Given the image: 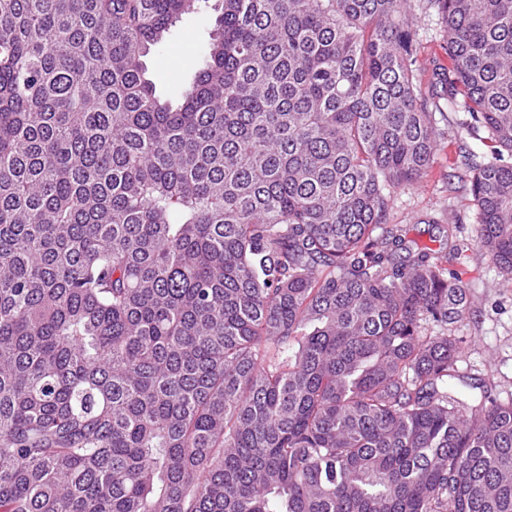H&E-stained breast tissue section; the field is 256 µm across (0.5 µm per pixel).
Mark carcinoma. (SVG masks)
Wrapping results in <instances>:
<instances>
[{
	"label": "carcinoma",
	"instance_id": "carcinoma-1",
	"mask_svg": "<svg viewBox=\"0 0 512 512\" xmlns=\"http://www.w3.org/2000/svg\"><path fill=\"white\" fill-rule=\"evenodd\" d=\"M0 0V512H512V401L463 399L470 300L389 188L440 101L512 280V0ZM209 1L208 7L202 5L199 12L176 20L168 39L152 47L143 58L147 78L163 97L175 94L180 86L186 85L197 69L199 55L210 41L217 15L212 9L215 0ZM416 16L414 17V27L420 42L419 62L426 68L423 76L422 89L424 93L428 92V78L434 65H440L448 68L450 61L445 54L443 27L434 9L416 7Z\"/></svg>",
	"mask_w": 512,
	"mask_h": 512
}]
</instances>
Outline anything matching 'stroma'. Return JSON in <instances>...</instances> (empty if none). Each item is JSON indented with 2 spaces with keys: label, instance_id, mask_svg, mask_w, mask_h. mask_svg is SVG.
I'll list each match as a JSON object with an SVG mask.
<instances>
[{
  "label": "stroma",
  "instance_id": "stroma-1",
  "mask_svg": "<svg viewBox=\"0 0 512 512\" xmlns=\"http://www.w3.org/2000/svg\"><path fill=\"white\" fill-rule=\"evenodd\" d=\"M216 13L212 7L182 16L168 39L144 58L147 77L164 97L186 85L210 40ZM414 27L420 42L419 62L426 69L448 66L443 27L435 10L416 11ZM479 154L488 148L482 138L460 131L457 139L437 152L430 173L392 191L393 221L413 248L440 249L442 227L456 225L460 252L449 255L448 266L460 272L471 301L469 312L454 330L459 340L457 367L466 381H484L498 400H512V281L505 280L477 247L479 226L470 194V176L460 149Z\"/></svg>",
  "mask_w": 512,
  "mask_h": 512
}]
</instances>
